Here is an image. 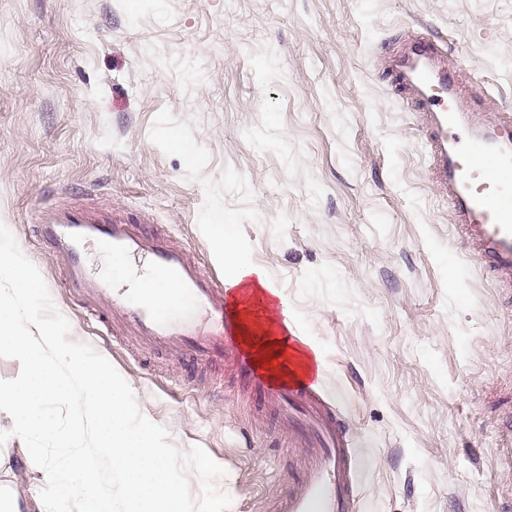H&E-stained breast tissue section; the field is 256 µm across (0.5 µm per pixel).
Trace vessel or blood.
<instances>
[{
  "instance_id": "1",
  "label": "vessel or blood",
  "mask_w": 512,
  "mask_h": 512,
  "mask_svg": "<svg viewBox=\"0 0 512 512\" xmlns=\"http://www.w3.org/2000/svg\"><path fill=\"white\" fill-rule=\"evenodd\" d=\"M378 64L405 93L426 133L431 180L452 207L473 260L488 269L497 286L512 294V111L485 119L474 104L473 88L461 85L448 55L417 32ZM43 239L66 270L65 285L81 304L106 312L123 334L145 345L180 355L232 356L247 369L228 333L224 291L212 269L191 260L171 237L143 235L137 225L94 209L53 204L39 213ZM97 242L112 255L142 261L147 272L176 286L207 317L190 326L184 313L146 293L87 268L83 251ZM278 400L298 403L310 441L304 477L285 500H272L267 512H353L365 462L356 456L344 428L325 405L319 389L297 383L276 390ZM497 462L512 469V417L498 429Z\"/></svg>"
}]
</instances>
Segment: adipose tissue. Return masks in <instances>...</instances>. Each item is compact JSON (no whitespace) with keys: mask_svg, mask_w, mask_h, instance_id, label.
Returning a JSON list of instances; mask_svg holds the SVG:
<instances>
[{"mask_svg":"<svg viewBox=\"0 0 512 512\" xmlns=\"http://www.w3.org/2000/svg\"><path fill=\"white\" fill-rule=\"evenodd\" d=\"M232 286L233 314L254 361L265 362L266 372L284 383L313 375L318 355L307 344L289 340L288 326L276 317L263 274L240 266Z\"/></svg>","mask_w":512,"mask_h":512,"instance_id":"ef3b65f1","label":"adipose tissue"}]
</instances>
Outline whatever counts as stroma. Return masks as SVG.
<instances>
[{"instance_id": "obj_1", "label": "stroma", "mask_w": 512, "mask_h": 512, "mask_svg": "<svg viewBox=\"0 0 512 512\" xmlns=\"http://www.w3.org/2000/svg\"><path fill=\"white\" fill-rule=\"evenodd\" d=\"M425 28L512 109V0H0V223L180 451L226 474L225 512L287 495L306 450L269 386L231 362L150 350L65 292L42 201L108 208L172 236L231 284L259 268L367 469L354 512H512L494 433L512 395V298L429 181L418 120L372 57ZM195 147L185 165L170 134ZM238 227L236 258L210 226ZM9 432L19 501L42 486Z\"/></svg>"}]
</instances>
